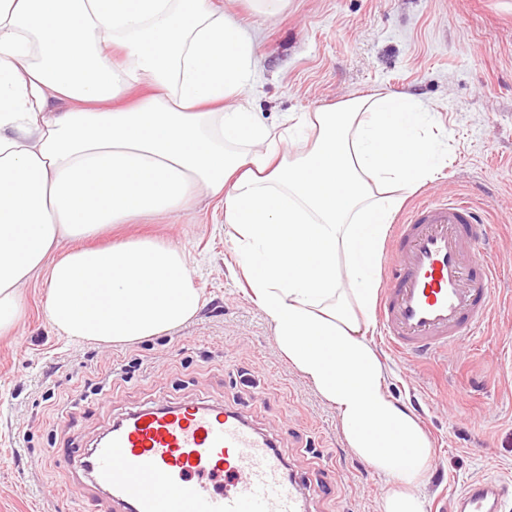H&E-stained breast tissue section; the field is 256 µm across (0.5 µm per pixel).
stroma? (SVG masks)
<instances>
[{"instance_id": "stroma-1", "label": "stroma", "mask_w": 512, "mask_h": 512, "mask_svg": "<svg viewBox=\"0 0 512 512\" xmlns=\"http://www.w3.org/2000/svg\"><path fill=\"white\" fill-rule=\"evenodd\" d=\"M259 28L260 68L249 92L267 123L361 94L405 92L436 115L446 166L417 198L471 194L499 237L494 306L460 350L431 362L404 358L368 338L387 368L386 388L411 408L434 454L421 493L426 512H452L477 480L512 484V0H288L273 20L247 0H215ZM150 235L181 247L204 302L162 336L106 345L60 335L45 314L46 283L23 290L25 308L0 335V512H84L88 493L63 450L88 446L116 418L156 401H203L241 411L276 435L288 469L336 492L308 512H380L384 477L346 445L337 412L279 351L252 302L224 224L207 198L145 224L95 238ZM114 368L100 394L91 369Z\"/></svg>"}]
</instances>
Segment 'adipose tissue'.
<instances>
[{
  "label": "adipose tissue",
  "instance_id": "1",
  "mask_svg": "<svg viewBox=\"0 0 512 512\" xmlns=\"http://www.w3.org/2000/svg\"><path fill=\"white\" fill-rule=\"evenodd\" d=\"M255 45L213 0H0V334L40 276L71 339L123 344L187 323L203 297L179 247L85 241L221 199L281 352L386 478L381 512H425L432 442L386 391L366 334L401 194L443 164L434 117L399 93L268 126L248 101Z\"/></svg>",
  "mask_w": 512,
  "mask_h": 512
}]
</instances>
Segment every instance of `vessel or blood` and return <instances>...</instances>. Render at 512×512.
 Segmentation results:
<instances>
[{
  "label": "vessel or blood",
  "instance_id": "obj_1",
  "mask_svg": "<svg viewBox=\"0 0 512 512\" xmlns=\"http://www.w3.org/2000/svg\"><path fill=\"white\" fill-rule=\"evenodd\" d=\"M492 225L475 202L451 197L408 207L389 240L378 318L383 341L409 357L459 347L490 303ZM94 499L113 512H305L299 482L272 435L241 412L204 402L130 411L92 447L67 452ZM507 486L474 482L454 512H501Z\"/></svg>",
  "mask_w": 512,
  "mask_h": 512
}]
</instances>
